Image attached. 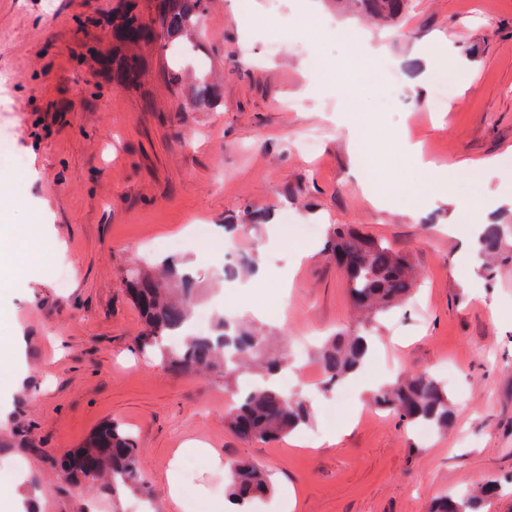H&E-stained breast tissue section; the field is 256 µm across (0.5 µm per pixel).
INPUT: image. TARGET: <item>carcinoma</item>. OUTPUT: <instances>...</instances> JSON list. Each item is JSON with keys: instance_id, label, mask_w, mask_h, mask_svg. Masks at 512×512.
<instances>
[{"instance_id": "carcinoma-1", "label": "carcinoma", "mask_w": 512, "mask_h": 512, "mask_svg": "<svg viewBox=\"0 0 512 512\" xmlns=\"http://www.w3.org/2000/svg\"><path fill=\"white\" fill-rule=\"evenodd\" d=\"M358 11L381 21H399L409 0H351ZM126 0L123 12L112 20V52L103 57L101 72L117 84L135 82L141 73V59L135 49L142 44L164 40L170 44L191 42L195 29L209 10L211 0ZM218 94L206 78L199 79L194 103L211 108ZM505 236L501 224H487L480 237L483 255H496ZM327 251L337 258L346 275L354 306L376 314L387 312L406 301L415 287L409 260L383 242L353 229L335 228L327 241ZM125 283L143 322L135 337L139 351L159 358L179 373L222 371L231 378L265 355L267 337L244 324L222 319L207 336L189 332L193 288L186 273L163 263L148 269L137 264L125 270ZM372 337L358 333L346 338L329 337L319 348L318 358L327 384L346 381L360 369L371 350ZM374 404L395 410L409 425L427 424L446 432L453 422L448 390L434 378L410 374L379 389ZM225 422L245 441H276L311 419V405L304 396L290 397L277 385L263 381L237 393V400L224 416ZM62 467L73 478H103L112 492L127 489L145 492L139 451L134 440L117 421L97 428ZM269 474L243 462L235 466L229 479V498L249 504L271 492ZM501 489L498 479H490L478 490L457 497L445 496L434 512H482L486 498Z\"/></svg>"}]
</instances>
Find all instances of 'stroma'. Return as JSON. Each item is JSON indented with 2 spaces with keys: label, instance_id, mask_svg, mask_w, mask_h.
<instances>
[{
  "label": "stroma",
  "instance_id": "obj_1",
  "mask_svg": "<svg viewBox=\"0 0 512 512\" xmlns=\"http://www.w3.org/2000/svg\"><path fill=\"white\" fill-rule=\"evenodd\" d=\"M122 0H0V118L15 129L24 177L0 162V227L46 224L66 245L16 239L0 276V337H17L20 359L0 382V463L23 461V512H132L138 493L101 481L71 482L61 459L103 422L133 435L154 512H172L166 475L178 467L184 512L225 497L221 471L192 443L271 476L273 493L252 512H429L443 493L512 474V0H411L382 27L343 0H212L186 76L209 70L222 103L201 110L168 83L167 46L144 47L136 84L108 82L90 49L112 42ZM351 25L386 50L370 76L348 57L333 27ZM280 48L271 51V39ZM448 74V103L427 111L432 74ZM373 140L365 152L377 183L414 178L385 209L361 189L362 167L343 108ZM320 136L317 157L298 141ZM411 134L436 164L451 165L442 192L413 171L396 139ZM472 200L469 224L457 200ZM291 223H284L283 215ZM209 226L207 241L188 226ZM507 230L499 257L477 255L470 224ZM243 224L247 257L223 276L224 227ZM387 242L422 276L418 294L375 321L372 358L351 400L313 399L307 425L279 441H243L224 424V376L177 374L141 355V318L124 282L133 263L175 260L200 302L273 336L297 369L318 370L327 333L359 319L346 277L324 249L334 225ZM171 241L179 250H168ZM314 254L295 265L294 253ZM266 273L252 281L255 269ZM437 378L455 428L423 435L390 411L374 412L372 381ZM335 435L327 443L326 435Z\"/></svg>",
  "mask_w": 512,
  "mask_h": 512
}]
</instances>
